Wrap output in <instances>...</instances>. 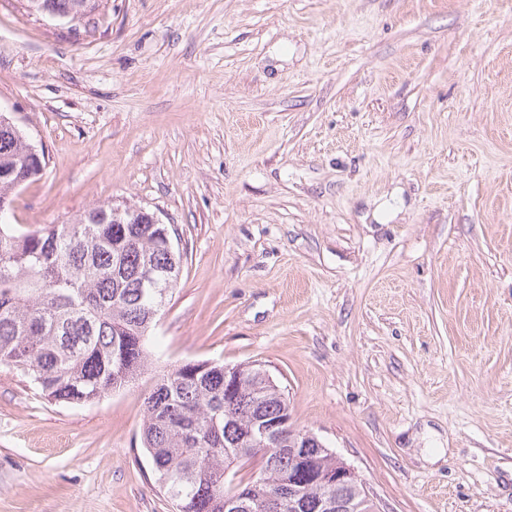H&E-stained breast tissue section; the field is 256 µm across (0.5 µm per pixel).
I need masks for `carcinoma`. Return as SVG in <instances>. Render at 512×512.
<instances>
[{
  "label": "carcinoma",
  "instance_id": "1",
  "mask_svg": "<svg viewBox=\"0 0 512 512\" xmlns=\"http://www.w3.org/2000/svg\"><path fill=\"white\" fill-rule=\"evenodd\" d=\"M88 13L98 0H55ZM46 159L29 154L23 133L0 125V201H12L16 185L42 175ZM176 268L181 255L166 224H144L123 207L112 223V206L98 205L67 224L19 234L0 223V367L15 369L50 400L78 407L134 382L152 364L149 337L156 326L153 303L140 288L145 270ZM234 402H224V365L162 375L145 398L142 441L159 491L176 512H233L231 502L248 493L251 512H267L269 498L288 508L297 489L298 512H315L326 497L350 512H371L363 490L325 487L315 481L336 467L335 454L302 448L309 470L291 466L288 448L267 454L251 435L256 420L289 414L288 398L266 383L258 367L238 366ZM260 456L263 483L253 490L233 484L249 459Z\"/></svg>",
  "mask_w": 512,
  "mask_h": 512
}]
</instances>
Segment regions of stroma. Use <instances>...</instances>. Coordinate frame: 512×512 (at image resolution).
Wrapping results in <instances>:
<instances>
[{
  "instance_id": "1",
  "label": "stroma",
  "mask_w": 512,
  "mask_h": 512,
  "mask_svg": "<svg viewBox=\"0 0 512 512\" xmlns=\"http://www.w3.org/2000/svg\"><path fill=\"white\" fill-rule=\"evenodd\" d=\"M0 0V110L48 159L14 227L99 204L183 256L155 365L81 407L0 368V512H174V365H265L378 512H512V0Z\"/></svg>"
}]
</instances>
